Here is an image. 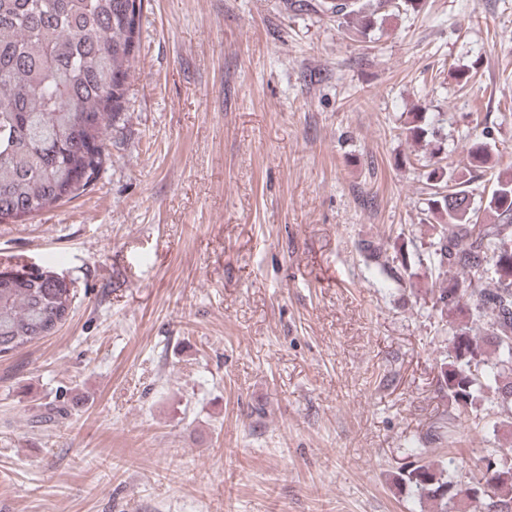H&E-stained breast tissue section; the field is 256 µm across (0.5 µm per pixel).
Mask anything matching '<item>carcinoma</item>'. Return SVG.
I'll return each instance as SVG.
<instances>
[{"label":"carcinoma","mask_w":512,"mask_h":512,"mask_svg":"<svg viewBox=\"0 0 512 512\" xmlns=\"http://www.w3.org/2000/svg\"><path fill=\"white\" fill-rule=\"evenodd\" d=\"M425 0H378L376 10L420 12ZM144 0H0V222L25 221L80 197L106 162L107 128L118 123L139 48ZM319 12L364 34L375 10L361 0H319ZM414 142L436 136L426 113L403 129ZM468 165L427 175L426 220L438 226L429 244L441 285L433 305L448 333L441 370L448 399L470 412L440 425L478 427L488 398L512 412V167L496 170L498 149L487 130L464 135ZM496 170L474 205V173ZM492 265L495 285L484 286ZM453 274L448 286L444 278ZM51 271L0 277V357L53 335L69 319L75 291ZM480 323L484 335L473 334ZM417 460L399 473L438 512H512V458L489 454L462 483L467 462Z\"/></svg>","instance_id":"1"}]
</instances>
